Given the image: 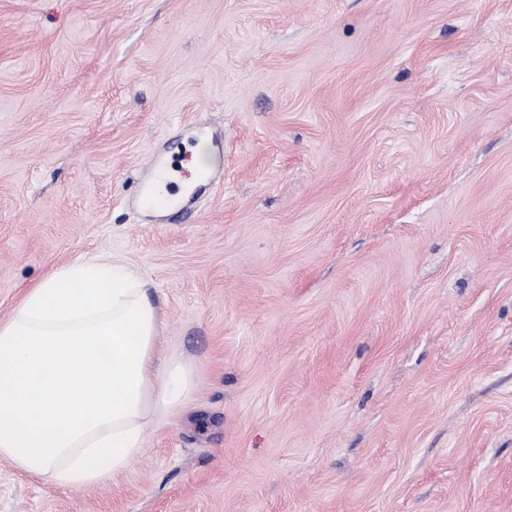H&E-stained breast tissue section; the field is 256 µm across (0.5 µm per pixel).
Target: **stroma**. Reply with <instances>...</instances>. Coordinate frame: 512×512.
<instances>
[{
    "label": "stroma",
    "instance_id": "stroma-1",
    "mask_svg": "<svg viewBox=\"0 0 512 512\" xmlns=\"http://www.w3.org/2000/svg\"><path fill=\"white\" fill-rule=\"evenodd\" d=\"M100 256L192 391L0 512H512V0H0V322Z\"/></svg>",
    "mask_w": 512,
    "mask_h": 512
}]
</instances>
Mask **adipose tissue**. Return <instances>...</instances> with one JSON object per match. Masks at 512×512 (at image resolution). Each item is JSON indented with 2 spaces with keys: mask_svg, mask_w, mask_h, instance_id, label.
Returning a JSON list of instances; mask_svg holds the SVG:
<instances>
[{
  "mask_svg": "<svg viewBox=\"0 0 512 512\" xmlns=\"http://www.w3.org/2000/svg\"><path fill=\"white\" fill-rule=\"evenodd\" d=\"M159 331L128 265L52 270L0 323V457L61 488L109 484L192 388L186 364L156 369Z\"/></svg>",
  "mask_w": 512,
  "mask_h": 512,
  "instance_id": "adipose-tissue-1",
  "label": "adipose tissue"
}]
</instances>
